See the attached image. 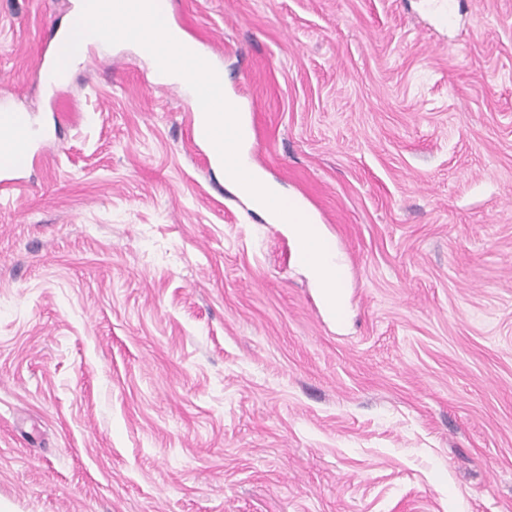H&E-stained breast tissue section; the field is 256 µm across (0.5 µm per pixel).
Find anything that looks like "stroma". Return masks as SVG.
Returning a JSON list of instances; mask_svg holds the SVG:
<instances>
[{"label":"stroma","mask_w":512,"mask_h":512,"mask_svg":"<svg viewBox=\"0 0 512 512\" xmlns=\"http://www.w3.org/2000/svg\"><path fill=\"white\" fill-rule=\"evenodd\" d=\"M71 10L0 0V512H512V0H170L339 322L135 44L50 93ZM2 118V144L8 147L14 145L18 147L24 159H21L20 164L15 167H22L29 159L32 147V141L25 132L31 123L30 117L26 112H3L2 117L0 115V119ZM14 135L18 136L17 141H15Z\"/></svg>","instance_id":"stroma-1"}]
</instances>
